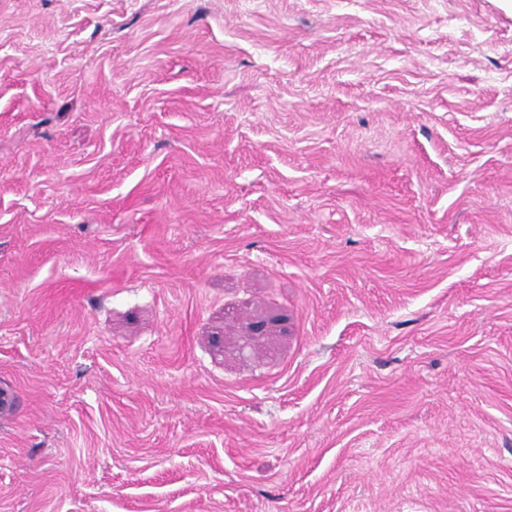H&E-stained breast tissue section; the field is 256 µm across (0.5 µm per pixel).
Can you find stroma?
Returning <instances> with one entry per match:
<instances>
[{
    "label": "stroma",
    "instance_id": "35a3bbf8",
    "mask_svg": "<svg viewBox=\"0 0 512 512\" xmlns=\"http://www.w3.org/2000/svg\"><path fill=\"white\" fill-rule=\"evenodd\" d=\"M0 512H512V0H0Z\"/></svg>",
    "mask_w": 512,
    "mask_h": 512
}]
</instances>
